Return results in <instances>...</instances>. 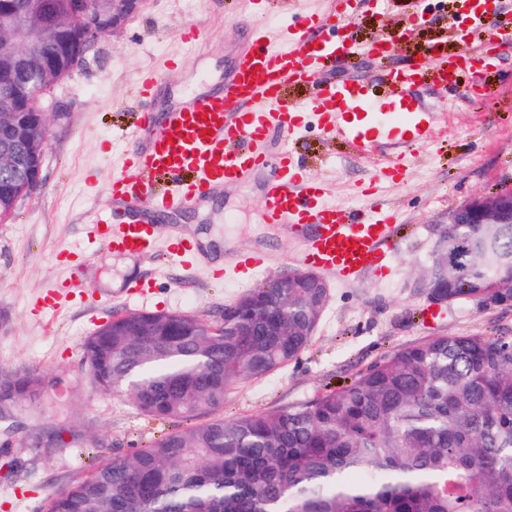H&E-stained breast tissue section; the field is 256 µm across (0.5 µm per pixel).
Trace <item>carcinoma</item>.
<instances>
[{
  "mask_svg": "<svg viewBox=\"0 0 512 512\" xmlns=\"http://www.w3.org/2000/svg\"><path fill=\"white\" fill-rule=\"evenodd\" d=\"M80 36L81 0H40ZM19 204L0 192V223ZM450 302L512 305V224H448ZM321 288H253L210 323L130 312L83 343L95 389L179 420L55 491L48 512H512V339L440 336L398 349L305 403L232 420L236 384L296 359ZM35 368L0 372V422L36 403Z\"/></svg>",
  "mask_w": 512,
  "mask_h": 512,
  "instance_id": "obj_1",
  "label": "carcinoma"
}]
</instances>
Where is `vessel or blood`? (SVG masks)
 Here are the masks:
<instances>
[{
	"mask_svg": "<svg viewBox=\"0 0 512 512\" xmlns=\"http://www.w3.org/2000/svg\"><path fill=\"white\" fill-rule=\"evenodd\" d=\"M467 29L452 30L459 51L448 58L429 57L403 71H392L386 81L399 102V118L378 112L355 83L328 85L318 90L309 106L287 103L282 92L304 81L310 70L342 56L385 53L384 44L362 45L334 41L326 34L345 21L330 9L309 14L301 26L284 29L269 39L264 28L253 26V38L242 50L219 92L192 95L171 109L162 129L144 117V150L132 151L125 170L112 176V209L95 218L96 237L118 254L147 255L157 245V228L149 221L154 211H175L203 203L226 184L245 183L263 175L261 219L282 225L289 234L305 235L301 260L307 269L342 280L388 268L396 254L394 212L372 205L362 213L349 212L326 201L324 185L309 179L288 152L271 156L264 151L268 131L279 127L296 135L307 116L314 115L326 132L348 141L356 151H368L374 142L398 140L402 150L389 159L379 184L399 180L408 164L407 148L438 139L434 113L414 100L412 91L424 84L456 83L462 73L488 65L492 46L477 42L486 30L500 31L506 15L502 0H461ZM266 264L262 253L237 255L234 269L249 276Z\"/></svg>",
	"mask_w": 512,
	"mask_h": 512,
	"instance_id": "obj_1",
	"label": "vessel or blood"
}]
</instances>
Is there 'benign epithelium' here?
Wrapping results in <instances>:
<instances>
[{
	"label": "benign epithelium",
	"instance_id": "obj_1",
	"mask_svg": "<svg viewBox=\"0 0 512 512\" xmlns=\"http://www.w3.org/2000/svg\"><path fill=\"white\" fill-rule=\"evenodd\" d=\"M144 0H81V25L88 34L100 36L122 27L128 19L139 12ZM44 19L38 16V6L29 0H3L0 3V34L8 32L20 53L6 57L3 77L17 81L19 95L10 102L11 112L4 119L1 131L9 137L8 147L0 149V172L5 176L0 185L7 187L23 175V165L34 152L37 160L33 185H38L46 149L50 138V113L38 109L39 125L31 127L23 113L33 110L43 96V85L56 70L47 68L44 59L28 51L33 43L63 41V36L50 34L41 28ZM450 224H512V187L474 196L448 212ZM294 278L306 288L325 287L324 278L308 269H294L274 280L281 288Z\"/></svg>",
	"mask_w": 512,
	"mask_h": 512
}]
</instances>
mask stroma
Returning <instances> with one entry per match:
<instances>
[{"label":"stroma","instance_id":"stroma-1","mask_svg":"<svg viewBox=\"0 0 512 512\" xmlns=\"http://www.w3.org/2000/svg\"><path fill=\"white\" fill-rule=\"evenodd\" d=\"M428 21L409 28L414 0H357L343 32L356 41L396 42L384 58L337 60L311 81L289 87L288 100L303 102L312 88L358 75L369 97L385 106L386 70H404L430 47L456 49L448 35L458 0H425ZM325 0H264L256 13L243 0H145L125 26L102 35L85 62L46 95L53 115L42 167L43 187L0 223V368L37 366L51 384L37 404L15 409L12 426L0 424V512H47L51 494L87 472L99 457L121 458L161 438L171 422L144 417L124 398L95 390L82 365V344L113 315L179 311L222 320L238 297L302 265L301 238L260 219L258 181L226 186L221 196L177 212L159 211L160 239L176 235L198 247L190 268L164 249L145 256L115 255L90 239L97 212L111 208L109 185L144 111L161 114L182 96L216 89L244 47V27L253 22L277 35ZM196 28L198 43L179 42ZM409 28L399 40L401 28ZM158 67L153 97L137 89L139 74ZM416 98L435 112L441 140L416 147L403 181L380 198L398 211L397 255L388 269L359 281L328 277L329 299L309 347L286 367L232 388L225 419L295 405L343 385L393 350L437 336L512 338V306H483L470 299L432 305L422 274L448 213L464 200L512 183V46L501 45L494 67L447 87L423 86ZM308 176L329 189L336 205L369 204L362 191L399 147L377 146L362 156L316 121L289 139ZM257 250L268 262L249 281L229 274L231 259ZM72 287L68 302L43 305L47 293ZM62 440L43 447L34 435L46 427Z\"/></svg>","mask_w":512,"mask_h":512}]
</instances>
